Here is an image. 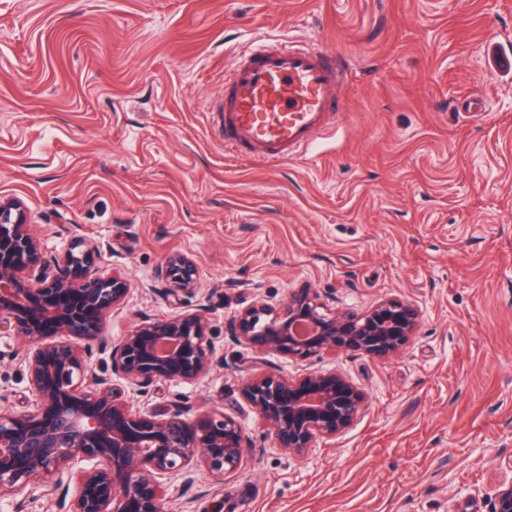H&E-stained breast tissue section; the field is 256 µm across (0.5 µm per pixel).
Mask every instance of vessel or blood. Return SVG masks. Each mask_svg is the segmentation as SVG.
<instances>
[{
  "label": "vessel or blood",
  "mask_w": 512,
  "mask_h": 512,
  "mask_svg": "<svg viewBox=\"0 0 512 512\" xmlns=\"http://www.w3.org/2000/svg\"><path fill=\"white\" fill-rule=\"evenodd\" d=\"M344 68L315 44L252 47L224 79V146L244 158L285 160L345 111Z\"/></svg>",
  "instance_id": "1"
}]
</instances>
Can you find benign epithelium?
Returning a JSON list of instances; mask_svg holds the SVG:
<instances>
[{"mask_svg":"<svg viewBox=\"0 0 512 512\" xmlns=\"http://www.w3.org/2000/svg\"><path fill=\"white\" fill-rule=\"evenodd\" d=\"M197 274L195 260L173 254L155 277L172 296L193 295ZM129 293L128 281L100 272L96 250L83 244H72L63 263H47L22 204L0 201V334L23 336L32 395L27 413L0 406V498L31 497L46 484L59 493L61 512H161L166 480L196 467L222 477L241 467L247 437L219 408L192 417L174 405L145 415L128 402L131 388L147 395L161 380L195 383L223 360L201 308L104 335ZM420 323L407 300L327 311L301 289L277 307L257 301L240 309L230 335L292 358L336 350L384 358L398 354ZM97 349L109 352L102 373ZM242 394L278 447L298 455L348 429L366 403L346 377L318 370L255 374ZM490 512H512V480L498 486Z\"/></svg>","mask_w":512,"mask_h":512,"instance_id":"7a95c632","label":"benign epithelium"}]
</instances>
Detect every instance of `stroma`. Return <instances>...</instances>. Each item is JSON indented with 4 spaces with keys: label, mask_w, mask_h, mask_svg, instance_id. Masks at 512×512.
I'll return each mask as SVG.
<instances>
[{
    "label": "stroma",
    "mask_w": 512,
    "mask_h": 512,
    "mask_svg": "<svg viewBox=\"0 0 512 512\" xmlns=\"http://www.w3.org/2000/svg\"><path fill=\"white\" fill-rule=\"evenodd\" d=\"M260 39L346 65V111L291 160L224 148V77ZM0 198L48 262L81 239L128 280L106 335L204 307L223 363L128 400L219 404L249 446L232 476L172 481L162 512H489L512 479V0H0ZM173 253L196 260V295L156 281ZM302 288L338 310L408 300L421 326L385 360L227 335L239 309ZM23 351L0 334V405L18 411ZM318 369L367 407L294 455L242 384Z\"/></svg>",
    "instance_id": "stroma-1"
}]
</instances>
